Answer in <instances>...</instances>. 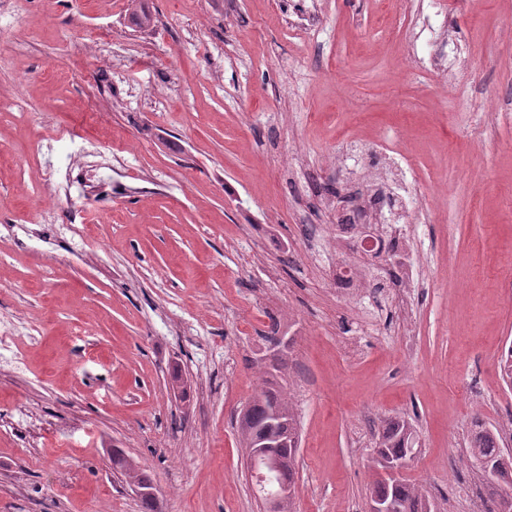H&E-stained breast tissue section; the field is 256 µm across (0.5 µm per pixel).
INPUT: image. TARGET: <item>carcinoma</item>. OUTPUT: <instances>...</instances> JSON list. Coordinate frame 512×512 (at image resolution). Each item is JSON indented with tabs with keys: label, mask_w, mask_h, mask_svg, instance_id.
<instances>
[{
	"label": "carcinoma",
	"mask_w": 512,
	"mask_h": 512,
	"mask_svg": "<svg viewBox=\"0 0 512 512\" xmlns=\"http://www.w3.org/2000/svg\"><path fill=\"white\" fill-rule=\"evenodd\" d=\"M242 443L247 449L248 470L255 493L263 496L277 484L295 485L296 455L299 432L295 407L282 386L269 378V371L260 373L254 396L244 407L238 420ZM418 434L404 418L390 419L382 425L376 441L377 457L382 466L404 461L413 455ZM464 462L481 465L483 480L497 500V512H512V493L508 472L512 459L502 449L501 431L477 420L474 423ZM112 467L120 468L134 484L150 483L121 453L112 454ZM371 501L387 504L393 512H434V505L421 488L396 477L375 481Z\"/></svg>",
	"instance_id": "1"
}]
</instances>
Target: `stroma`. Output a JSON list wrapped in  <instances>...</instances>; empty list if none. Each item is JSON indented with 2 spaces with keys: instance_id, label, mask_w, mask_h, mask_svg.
Segmentation results:
<instances>
[{
  "instance_id": "1",
  "label": "stroma",
  "mask_w": 512,
  "mask_h": 512,
  "mask_svg": "<svg viewBox=\"0 0 512 512\" xmlns=\"http://www.w3.org/2000/svg\"><path fill=\"white\" fill-rule=\"evenodd\" d=\"M144 3L141 29L132 0H0V322L26 364L0 374V512H142L116 449L157 512H260L237 421L276 356L295 512H368L395 417L419 437L400 478L437 512H495L459 459L474 420L512 422L495 368L512 346V0ZM372 169L408 191L404 322L331 277L380 280L388 258L321 231ZM333 278L336 280L337 289L346 296H357L364 289L363 280L350 266H337Z\"/></svg>"
}]
</instances>
